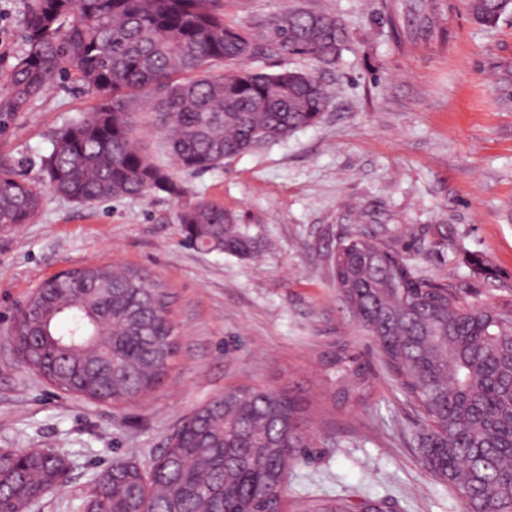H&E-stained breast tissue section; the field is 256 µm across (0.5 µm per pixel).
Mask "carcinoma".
<instances>
[{
	"mask_svg": "<svg viewBox=\"0 0 512 512\" xmlns=\"http://www.w3.org/2000/svg\"><path fill=\"white\" fill-rule=\"evenodd\" d=\"M24 49L0 89V128L70 80L99 104L60 128L41 161L54 192L99 204L184 187L154 164L136 114L163 135L172 164L201 173L321 121L331 92L301 70L265 72L248 61L256 39L224 24L216 0H26ZM490 26L502 0H468ZM264 39L291 55L332 65L345 28L334 16L290 9L265 23ZM237 67L216 75L212 67ZM42 196L0 164V225L31 224ZM186 240L248 258L256 238L214 203L186 207ZM336 286L424 420L418 459L466 512H512V305L477 308L456 288L416 275L376 234L359 232L332 257ZM173 296L138 269L85 265L44 280L14 327L22 361L51 386L106 404L132 403L164 379L175 354ZM342 378L341 402L369 389L344 348L324 357ZM304 401L273 388L228 389L183 419L147 469L105 468L84 512H253L278 509L288 469L309 448ZM67 462L46 449L0 451V512H31L64 482ZM294 512H348L344 499L307 496Z\"/></svg>",
	"mask_w": 512,
	"mask_h": 512,
	"instance_id": "1",
	"label": "carcinoma"
}]
</instances>
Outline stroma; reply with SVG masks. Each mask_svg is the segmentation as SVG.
<instances>
[{
	"instance_id": "obj_1",
	"label": "stroma",
	"mask_w": 512,
	"mask_h": 512,
	"mask_svg": "<svg viewBox=\"0 0 512 512\" xmlns=\"http://www.w3.org/2000/svg\"><path fill=\"white\" fill-rule=\"evenodd\" d=\"M467 0H221L226 25L261 36L289 8L327 13L346 29L338 64L270 52L267 72L298 69L335 88L320 123L197 174L174 171L165 193L84 205L50 187V136L90 112L93 96L56 82L0 131V160L43 198L34 223L0 227V450H51L63 486L33 512H83L94 474L112 460L149 465L174 427L227 388L285 389L304 399L312 451L288 473L286 501L336 494L351 512H464L423 469L414 403L336 288L331 256L363 229L382 234L412 270L461 288L476 307L512 304V13L485 27ZM26 0H0V81L23 49ZM214 202L260 244L257 257L190 246L179 216ZM482 258L494 271L472 265ZM139 268L175 296L178 344L163 382L111 405L65 394L28 369L11 332L45 279L88 264ZM362 362V401L334 403L324 354Z\"/></svg>"
}]
</instances>
